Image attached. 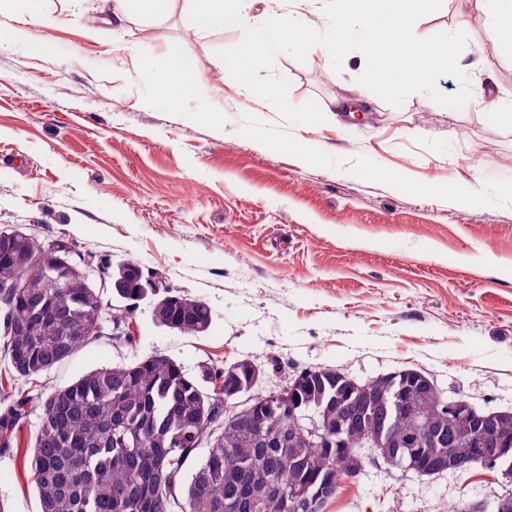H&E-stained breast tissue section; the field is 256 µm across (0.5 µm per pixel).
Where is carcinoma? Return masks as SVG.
I'll return each instance as SVG.
<instances>
[{
    "instance_id": "obj_1",
    "label": "carcinoma",
    "mask_w": 512,
    "mask_h": 512,
    "mask_svg": "<svg viewBox=\"0 0 512 512\" xmlns=\"http://www.w3.org/2000/svg\"><path fill=\"white\" fill-rule=\"evenodd\" d=\"M41 271L21 261L0 259V338L9 357L10 374L35 380L71 357L101 333L105 310L100 291L89 282L78 288H47ZM185 336L209 330L210 306L201 300L171 295ZM68 313L61 326L54 314ZM341 369L313 367L288 379V401L317 406L325 426L351 422L347 443L339 452L314 448L301 436L300 421L280 414L277 403L245 407L224 416L225 369H206L212 391L202 390L173 359L150 355L129 365L92 369L71 384L33 397L22 391L10 395L13 407L0 418V438L15 434L29 403L40 409L31 472L40 512H224V501L242 489L263 492L272 481L288 490L305 480L329 485L314 512H324L346 479L349 457L376 456L397 467L382 448L416 440L425 457L446 460L462 455L484 439L512 448V409L502 410L495 430L478 428L448 437L437 428L441 396L416 399L415 414L384 412L382 405L363 406L351 397ZM208 435V453L189 477L184 467L193 458V435ZM283 436L287 444L268 448L264 439ZM184 486L183 499L176 490Z\"/></svg>"
}]
</instances>
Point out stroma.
Returning a JSON list of instances; mask_svg holds the SVG:
<instances>
[{"label":"stroma","instance_id":"stroma-1","mask_svg":"<svg viewBox=\"0 0 512 512\" xmlns=\"http://www.w3.org/2000/svg\"><path fill=\"white\" fill-rule=\"evenodd\" d=\"M9 11L48 22L32 29L40 51L0 43V229L62 239L114 266L134 261L144 279L213 312L207 332L185 336L138 301L132 342L104 321L34 392L158 354L195 378L251 360L263 390L316 366L362 381L408 366L443 399L512 407V127L480 103L498 88L512 107V47L476 0H443L416 22L421 38L481 33L460 109L423 92L391 105L359 84L355 58L337 72L325 56L279 54L272 72L289 81L291 104L366 103L346 126L332 111L287 125L217 56L242 29L195 32L184 0L122 29L96 0H10ZM184 42L200 68L193 90L145 77ZM196 112L223 113L221 129ZM450 180L455 196L425 194ZM39 417L32 409L0 444V512L40 510L30 479ZM510 492L496 468L420 477L375 458L324 512H446Z\"/></svg>","mask_w":512,"mask_h":512}]
</instances>
